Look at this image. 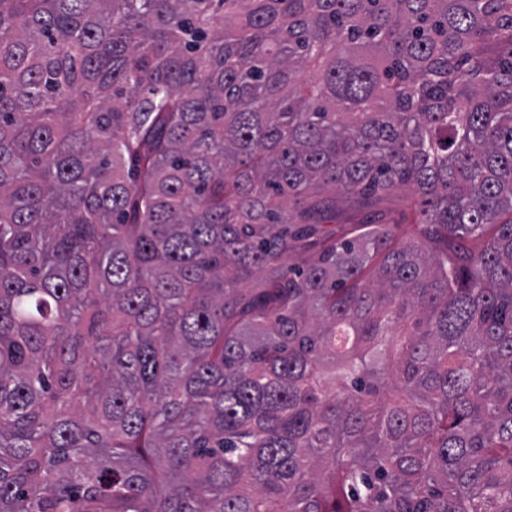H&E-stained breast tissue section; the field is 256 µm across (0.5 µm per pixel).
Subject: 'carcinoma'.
<instances>
[{"mask_svg":"<svg viewBox=\"0 0 512 512\" xmlns=\"http://www.w3.org/2000/svg\"><path fill=\"white\" fill-rule=\"evenodd\" d=\"M0 512H512V0H0Z\"/></svg>","mask_w":512,"mask_h":512,"instance_id":"carcinoma-1","label":"carcinoma"}]
</instances>
